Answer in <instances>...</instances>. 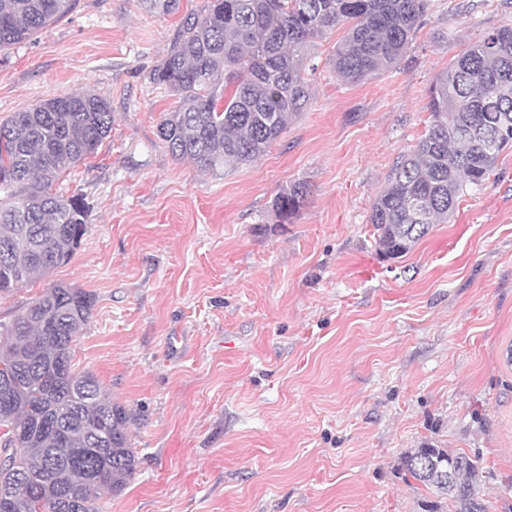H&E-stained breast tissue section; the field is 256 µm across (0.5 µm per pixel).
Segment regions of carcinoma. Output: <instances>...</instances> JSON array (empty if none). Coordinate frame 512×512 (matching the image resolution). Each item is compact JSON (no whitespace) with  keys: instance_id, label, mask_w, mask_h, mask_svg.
Returning <instances> with one entry per match:
<instances>
[{"instance_id":"cac0c4a2","label":"carcinoma","mask_w":512,"mask_h":512,"mask_svg":"<svg viewBox=\"0 0 512 512\" xmlns=\"http://www.w3.org/2000/svg\"><path fill=\"white\" fill-rule=\"evenodd\" d=\"M78 0H0V51L32 40L74 11ZM180 0H142L171 14ZM428 0H206L186 15L167 56L150 75L177 98L159 126L176 159L208 171L263 155L311 98L308 72L316 39L342 26L331 58L336 75L355 82L393 68L422 24ZM427 135L402 156L370 215L380 254L409 252L458 199L480 186L512 147V24L494 29L438 73L427 104ZM112 130V108L94 94L42 100L0 123V294L65 262L86 234L84 197L52 192L71 168L97 153ZM305 187L278 194L282 222L300 209ZM93 294L53 285L0 323V459H19L34 499L0 469L10 512H100L104 493L122 491L138 465L130 412L89 370L75 371L73 343L91 317ZM426 459L448 478L424 477ZM404 473L455 512H485L476 497L479 460L425 446L401 459Z\"/></svg>"}]
</instances>
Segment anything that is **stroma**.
<instances>
[{
    "label": "stroma",
    "mask_w": 512,
    "mask_h": 512,
    "mask_svg": "<svg viewBox=\"0 0 512 512\" xmlns=\"http://www.w3.org/2000/svg\"><path fill=\"white\" fill-rule=\"evenodd\" d=\"M204 3L79 0L0 52V123L73 93L112 107L58 185L90 204L80 246L0 295L2 323L56 283L95 295L73 362L132 413L139 458L102 512H427L399 468L426 444L478 457L486 512H512V149L404 256L379 255L369 220L428 129L434 76L512 23V0H429L405 57L357 83L332 70L344 31L328 32L309 107L255 162L211 172L161 144L175 99L150 80ZM298 182L280 222L274 198ZM305 191L304 186L295 184L275 197L273 208L281 222L290 220L298 212L303 203Z\"/></svg>",
    "instance_id": "stroma-1"
}]
</instances>
